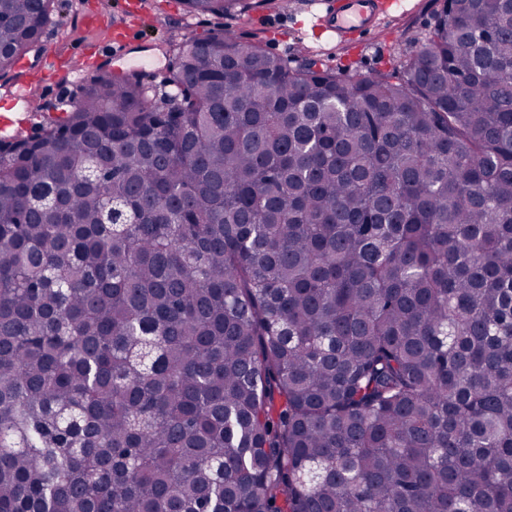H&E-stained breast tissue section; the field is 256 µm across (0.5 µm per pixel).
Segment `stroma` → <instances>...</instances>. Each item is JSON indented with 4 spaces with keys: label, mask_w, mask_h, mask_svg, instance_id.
Returning a JSON list of instances; mask_svg holds the SVG:
<instances>
[{
    "label": "stroma",
    "mask_w": 512,
    "mask_h": 512,
    "mask_svg": "<svg viewBox=\"0 0 512 512\" xmlns=\"http://www.w3.org/2000/svg\"><path fill=\"white\" fill-rule=\"evenodd\" d=\"M329 0H290L289 8L256 6L254 0H243L242 8L233 15L201 16L184 10L180 0H146L147 16L138 34L127 46L128 58L144 61L139 71L142 83L152 92H166V78L171 63L168 45L186 35L203 37L225 27L234 30L243 43H261L263 48L291 64L313 59L337 71L358 70L373 76L396 70L400 58L431 33L443 0H405L406 12H397L385 20L380 30L363 46L353 45L321 53L308 33L307 20L325 8ZM126 0H56V10L47 25L39 53L24 58L14 73L0 79V84H35V94L42 103L55 104L59 99L79 100L82 83L41 87L40 64L48 53L68 59L78 56L81 48L95 36L83 19L95 9L109 16L113 23L126 21Z\"/></svg>",
    "instance_id": "35a3bbf8"
}]
</instances>
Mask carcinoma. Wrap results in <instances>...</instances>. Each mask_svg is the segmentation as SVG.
<instances>
[{"mask_svg":"<svg viewBox=\"0 0 512 512\" xmlns=\"http://www.w3.org/2000/svg\"><path fill=\"white\" fill-rule=\"evenodd\" d=\"M170 52L0 147V512H512V0L398 79Z\"/></svg>","mask_w":512,"mask_h":512,"instance_id":"cac0c4a2","label":"carcinoma"}]
</instances>
